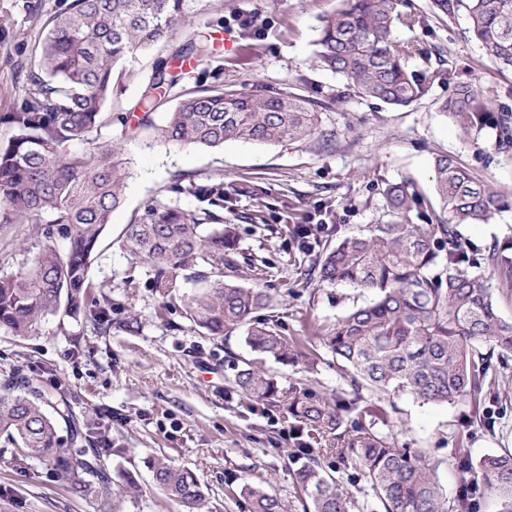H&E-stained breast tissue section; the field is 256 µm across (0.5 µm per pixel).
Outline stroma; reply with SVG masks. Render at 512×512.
Masks as SVG:
<instances>
[{"mask_svg": "<svg viewBox=\"0 0 512 512\" xmlns=\"http://www.w3.org/2000/svg\"><path fill=\"white\" fill-rule=\"evenodd\" d=\"M64 3L0 0V88L6 90L0 113L19 104L43 24ZM339 6V0H194L190 25L177 28L154 52L120 65L106 103L114 120L99 139L120 141L117 159L128 178L124 201L113 212L89 271L91 281L105 288L106 314L99 321L86 314L52 317L26 337L0 330V379L28 377L53 404L68 402L89 428L90 445L108 467L116 495L104 505L95 496L73 493L57 482L50 465L19 456L0 436V512H179L147 467L157 454L195 472L210 512H247L237 482L241 474L255 482L271 479L278 495L299 498L288 465L287 421L240 402L235 375L252 357L241 332L227 339L206 335L185 314L184 302L195 289L186 272L178 274L176 296L161 297L150 265L120 246L125 225L154 200L188 214L202 209L198 198L171 192L178 177L206 184L222 176L224 221L234 227L246 259L238 282L271 295L283 333L316 353L311 370L267 363L283 384L297 379L330 394L342 387L317 330L334 323L354 294L347 286L320 289L305 282L301 255L284 234L285 225L337 224L349 234L387 223L386 185L407 181L432 197L434 159L449 154L505 196L504 207L487 222L462 226L468 248L479 254L498 244L512 258V155L495 151L489 131L464 133L440 109L463 80L492 107L512 110V69L488 58L467 33L466 18L451 22L433 15L429 0H401L400 10L422 21L415 30L395 32L419 46L408 69L430 67L440 76L426 96L407 107L358 97L344 77L316 62L321 21ZM238 14L254 17V24L239 25ZM198 32L218 43L217 54L169 91L166 105L153 114L156 125L166 124L183 90L218 81L321 102L323 139L178 147L155 132L137 131L134 106L155 55L171 54ZM13 233L22 246L0 263V277L23 272L44 242L38 224L16 225ZM397 407L398 445L426 449L439 460L438 476L448 495L460 484L459 458L476 460L512 448V393L486 402L493 418L482 423L466 400L435 405L406 397Z\"/></svg>", "mask_w": 512, "mask_h": 512, "instance_id": "stroma-1", "label": "stroma"}]
</instances>
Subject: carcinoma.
<instances>
[{
    "mask_svg": "<svg viewBox=\"0 0 512 512\" xmlns=\"http://www.w3.org/2000/svg\"><path fill=\"white\" fill-rule=\"evenodd\" d=\"M326 17L317 40V63L350 81L355 95L406 107L419 100L437 79L431 68L410 71L405 62L417 44L395 38L399 27L421 24L398 9L399 0H340ZM433 13L452 21L465 12L468 33L487 56L512 67V0H431ZM190 0H71L45 23L36 68L27 71L26 92L12 112L0 115V259L8 260L17 224H44L45 243L23 273L0 278V329L29 336L43 320L80 315L97 302L89 268L112 212L123 201L125 171L115 160L121 142L100 143L93 135L112 125L105 104L117 66L129 57L169 41L186 22ZM211 38H191L168 57L155 58L136 103V129L157 130L175 146L220 147L231 139L276 144L304 141L318 133V103L288 92L261 94L198 85L180 99L166 125L152 115L167 102L186 73L172 62L211 56ZM465 133L488 129L498 152H512V111L489 108L471 84L461 81L441 105ZM76 143L92 145L73 152ZM435 194L445 224H414L411 214L424 198L402 181L386 186L382 209L396 220L368 224L351 234L335 228L336 244L322 239L323 224H295L287 232L308 257L305 279L320 288L352 286L370 299L350 307L320 336L342 371L344 387L332 397L300 382L281 387L254 361L245 362L235 384L253 410L283 406L288 419V460L303 494V512H457L462 497L448 499L439 482L440 462L422 448L395 443V420L380 405L410 397L448 404L467 399L475 417L490 398L505 391L489 374L492 360L512 353V320L502 318L490 292L489 276L512 288V258L493 245L474 272L459 226L486 221L501 194L476 180L454 157H436ZM176 193L208 202L186 214L157 200L126 225L121 246L149 263L155 288L170 297L179 288L177 272L205 266L216 279L187 297L189 319L209 336L228 337L244 330V342L261 359L295 365L307 357L300 342L279 330L273 298L245 287L231 275L239 270L236 239L224 227V183L199 185L180 178ZM59 234L69 240L60 250ZM51 406L49 395L30 380L10 376L0 382V434L27 456L48 462L61 484L74 493L91 491L112 498V476L97 454L84 448L82 428L72 447H57L54 415L69 406ZM163 494L182 508L200 512L205 496L196 475L166 456L150 461ZM357 472V495L336 474ZM463 473L480 476L484 491L512 512V451L475 462L459 461ZM250 512H291V502L262 484L243 482Z\"/></svg>",
    "mask_w": 512,
    "mask_h": 512,
    "instance_id": "cac0c4a2",
    "label": "carcinoma"
}]
</instances>
